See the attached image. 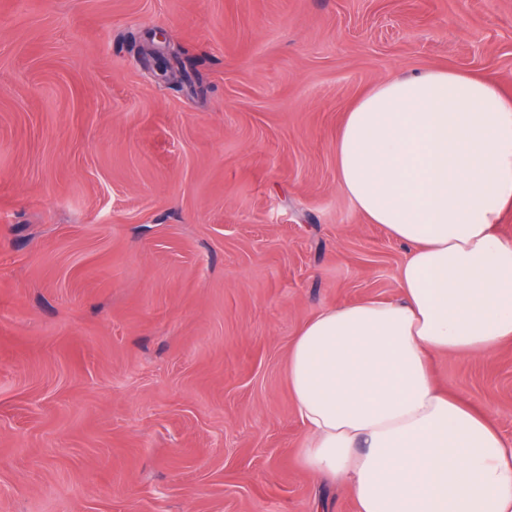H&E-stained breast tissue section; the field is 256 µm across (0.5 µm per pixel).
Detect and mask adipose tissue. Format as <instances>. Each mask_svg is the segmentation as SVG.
Listing matches in <instances>:
<instances>
[{
	"instance_id": "ef3b65f1",
	"label": "adipose tissue",
	"mask_w": 512,
	"mask_h": 512,
	"mask_svg": "<svg viewBox=\"0 0 512 512\" xmlns=\"http://www.w3.org/2000/svg\"><path fill=\"white\" fill-rule=\"evenodd\" d=\"M336 177L407 256L396 298L322 308L288 352L305 466L357 512H512V442L432 368L512 339V96L449 70L377 85L345 115Z\"/></svg>"
}]
</instances>
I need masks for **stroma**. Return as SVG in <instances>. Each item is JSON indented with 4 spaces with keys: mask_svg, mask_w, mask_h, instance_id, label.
Masks as SVG:
<instances>
[{
    "mask_svg": "<svg viewBox=\"0 0 512 512\" xmlns=\"http://www.w3.org/2000/svg\"><path fill=\"white\" fill-rule=\"evenodd\" d=\"M432 69L512 94V0H0V512H357L288 351L397 295L336 135ZM433 369L512 439V341Z\"/></svg>",
    "mask_w": 512,
    "mask_h": 512,
    "instance_id": "1",
    "label": "stroma"
}]
</instances>
